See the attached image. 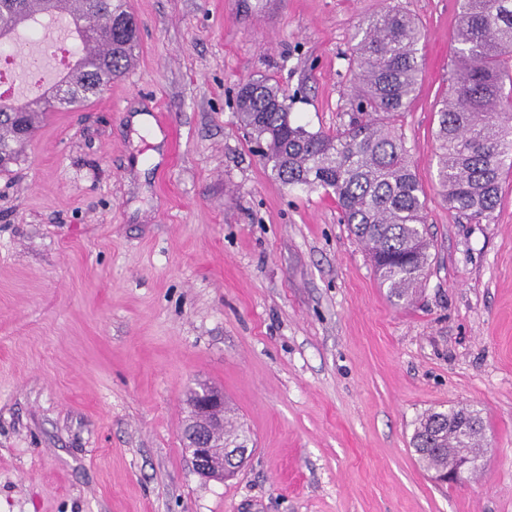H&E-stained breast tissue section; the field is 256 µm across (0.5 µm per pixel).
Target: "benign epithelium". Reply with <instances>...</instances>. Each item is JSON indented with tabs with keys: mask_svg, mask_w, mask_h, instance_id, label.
<instances>
[{
	"mask_svg": "<svg viewBox=\"0 0 512 512\" xmlns=\"http://www.w3.org/2000/svg\"><path fill=\"white\" fill-rule=\"evenodd\" d=\"M192 407L185 435L190 437L193 472L203 480L222 481L232 473L224 465V443L217 442L213 427H224V394L215 388H204L193 395Z\"/></svg>",
	"mask_w": 512,
	"mask_h": 512,
	"instance_id": "obj_1",
	"label": "benign epithelium"
}]
</instances>
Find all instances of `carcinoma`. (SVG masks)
<instances>
[{
    "label": "carcinoma",
    "mask_w": 512,
    "mask_h": 512,
    "mask_svg": "<svg viewBox=\"0 0 512 512\" xmlns=\"http://www.w3.org/2000/svg\"><path fill=\"white\" fill-rule=\"evenodd\" d=\"M108 0H0V36L26 19L73 16L75 36L88 41L73 66L40 96L22 102L0 97V170L17 162L15 144L46 113L65 111L102 93L132 64L138 30ZM456 69L437 111V176L449 209L469 221L493 218L512 158V0H456ZM418 24L394 8L361 20L349 52L354 108L334 134L313 132L292 118L289 96L266 79L239 87L237 109L259 145L264 164L288 187L323 189L336 197L342 220L361 241L390 297L410 302L429 262L427 199L396 122L423 72ZM467 408L421 417L411 438L418 463L432 476L476 461L481 443Z\"/></svg>",
    "instance_id": "1"
}]
</instances>
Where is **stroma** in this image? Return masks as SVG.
Here are the masks:
<instances>
[{"instance_id": "obj_1", "label": "stroma", "mask_w": 512, "mask_h": 512, "mask_svg": "<svg viewBox=\"0 0 512 512\" xmlns=\"http://www.w3.org/2000/svg\"><path fill=\"white\" fill-rule=\"evenodd\" d=\"M124 4L132 67L0 172V512H512V175L479 224L437 177L455 0ZM388 7L425 33L397 122L431 239L409 304L334 195L261 163L235 108L265 78L335 133L356 27ZM202 384L251 438L223 481L183 442ZM454 406L484 421L482 469L442 486L410 438Z\"/></svg>"}]
</instances>
